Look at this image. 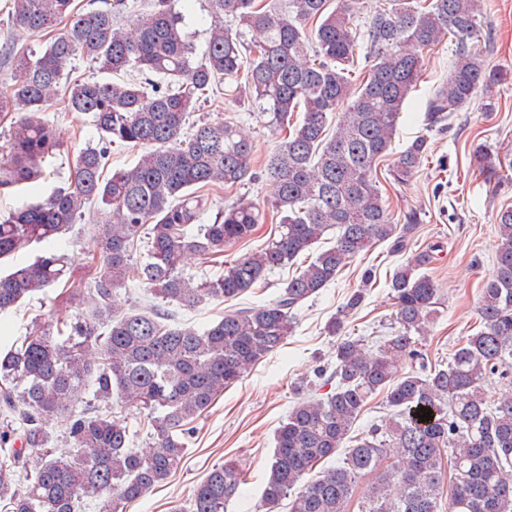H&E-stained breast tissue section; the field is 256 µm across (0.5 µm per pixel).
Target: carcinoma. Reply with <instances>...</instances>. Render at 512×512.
<instances>
[{"label": "carcinoma", "mask_w": 512, "mask_h": 512, "mask_svg": "<svg viewBox=\"0 0 512 512\" xmlns=\"http://www.w3.org/2000/svg\"><path fill=\"white\" fill-rule=\"evenodd\" d=\"M74 0H7L8 21L35 37L41 50L12 57L13 84L0 91V119L12 118L0 159V194L50 178L62 147L40 114L52 106L90 116L100 147L69 162L70 182L0 219V260L38 245L41 254L0 274V316L25 298L62 286L58 305L77 308L74 321L34 322L0 348V502L8 512H77L86 499L98 512L126 505L164 484L181 465L183 438L224 390L293 331L295 311L335 280L360 252L393 240L401 251L419 223L403 224L382 197L377 167L389 155L409 95L423 80L418 50L448 40L451 74L424 102L426 128L442 127L498 78L486 72L479 16L484 0H385L366 29L353 21V0H211L204 53L196 55L171 0H152L133 31L119 15L137 0H103L73 9ZM255 39H247V33ZM365 77L351 91L358 43ZM101 78L71 80L76 58ZM247 99L279 136L265 165L271 195L259 205L239 195L201 223L209 194L255 179L253 144L231 121L192 113L212 100ZM142 154L106 175L109 147ZM428 153L417 136L397 153L389 175L410 182ZM102 228L85 274L69 273L60 236L86 206ZM279 222L268 245L235 261L215 280L197 284L181 272L188 255L210 261L250 238L266 210ZM198 225L194 234L187 233ZM499 243L492 277L481 290L482 327L454 350L445 367L406 376L398 363L424 360L419 349L437 312L439 288L419 269V252L390 281L394 327L377 349L362 339L336 342L334 388L296 402L275 434L261 512H512V392L489 399L490 374H512V208L497 214ZM147 260L132 261L144 227ZM330 228L333 246L288 279L268 302L229 313L196 330L161 321L154 306L123 309L120 291L137 282L162 302L194 309L251 290L268 271L293 263ZM364 299L350 294L327 324L341 334L344 318ZM93 387L95 407L74 399ZM392 414L356 436L352 426L370 398ZM132 404L151 428L148 441L112 418ZM426 408L430 419L416 412ZM54 418L71 450L49 447ZM345 448L334 467L319 465ZM361 480L368 493L357 495ZM246 473L217 466L196 487L189 512H227Z\"/></svg>", "instance_id": "1"}]
</instances>
